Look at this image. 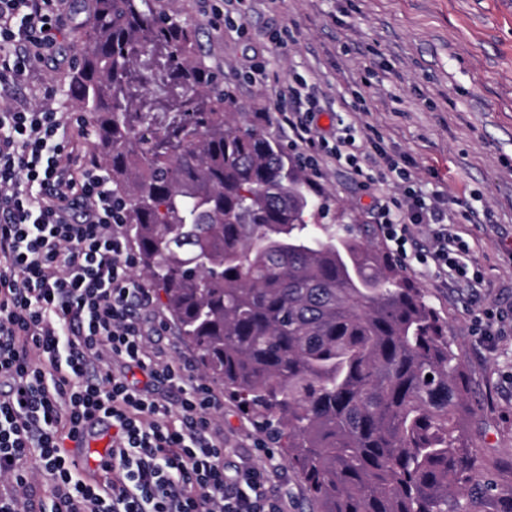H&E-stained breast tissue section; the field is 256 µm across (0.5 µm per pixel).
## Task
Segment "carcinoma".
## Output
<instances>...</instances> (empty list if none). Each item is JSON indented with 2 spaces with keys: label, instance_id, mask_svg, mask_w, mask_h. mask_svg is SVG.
<instances>
[{
  "label": "carcinoma",
  "instance_id": "carcinoma-1",
  "mask_svg": "<svg viewBox=\"0 0 512 512\" xmlns=\"http://www.w3.org/2000/svg\"><path fill=\"white\" fill-rule=\"evenodd\" d=\"M80 35L69 92L139 275L200 371L283 449L311 512H458L467 390L424 290L368 229L305 221L321 204L302 166L241 121L191 23L93 0Z\"/></svg>",
  "mask_w": 512,
  "mask_h": 512
}]
</instances>
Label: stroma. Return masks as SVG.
<instances>
[{"label":"stroma","instance_id":"35a3bbf8","mask_svg":"<svg viewBox=\"0 0 512 512\" xmlns=\"http://www.w3.org/2000/svg\"><path fill=\"white\" fill-rule=\"evenodd\" d=\"M224 2L155 0V7L195 23L200 59L223 72L248 125L281 140L275 92L296 82L317 99L326 137L349 126L363 154L385 150L410 174L405 183L368 164L356 171L323 158L310 182L330 211L311 223L373 224L376 198L409 186L444 208L468 244L478 287L445 281L432 266L405 273L447 325L463 365L476 474L465 510L512 512V0H251L244 14L215 19ZM88 13L87 0H74L64 64L37 67L0 95V109L37 104L40 85L54 82L57 110L76 112L69 77L84 49L76 28ZM259 52L262 82L250 77ZM488 309L504 315L489 341L474 330ZM214 393L223 405L226 475L266 468L284 512H309L279 448L222 388Z\"/></svg>","mask_w":512,"mask_h":512}]
</instances>
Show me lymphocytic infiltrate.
<instances>
[{
    "label": "lymphocytic infiltrate",
    "mask_w": 512,
    "mask_h": 512,
    "mask_svg": "<svg viewBox=\"0 0 512 512\" xmlns=\"http://www.w3.org/2000/svg\"><path fill=\"white\" fill-rule=\"evenodd\" d=\"M67 0H0V91L62 55ZM58 90L36 107L0 110V512H281L256 466L224 473L220 402L188 360L151 349L165 326L132 275L125 203L84 151L82 115L63 117ZM276 122L302 162L359 168L355 139L320 135L316 98L280 87ZM378 224L396 254L467 279V244L440 207L385 197ZM433 225L430 254L409 252L412 227ZM142 383L129 381V372ZM109 420L93 471L77 448Z\"/></svg>",
    "instance_id": "obj_1"
}]
</instances>
